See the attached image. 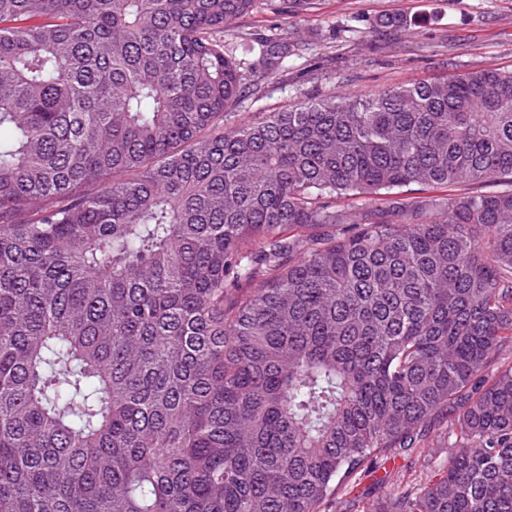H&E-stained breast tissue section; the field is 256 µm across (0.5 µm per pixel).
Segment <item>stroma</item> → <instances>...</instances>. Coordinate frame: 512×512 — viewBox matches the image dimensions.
<instances>
[{
	"label": "stroma",
	"instance_id": "1",
	"mask_svg": "<svg viewBox=\"0 0 512 512\" xmlns=\"http://www.w3.org/2000/svg\"><path fill=\"white\" fill-rule=\"evenodd\" d=\"M389 14L406 16L407 25L378 27ZM283 25L308 48L289 59L286 76L263 100L241 105L243 118L294 106L303 91L362 99L472 69L512 68V0H316L311 11L287 20L258 9L228 25L224 39L231 43L241 32ZM426 474L415 457L381 459L326 512H375L392 482L420 481Z\"/></svg>",
	"mask_w": 512,
	"mask_h": 512
}]
</instances>
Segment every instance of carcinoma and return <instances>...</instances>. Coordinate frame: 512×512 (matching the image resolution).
I'll return each instance as SVG.
<instances>
[{"instance_id":"carcinoma-1","label":"carcinoma","mask_w":512,"mask_h":512,"mask_svg":"<svg viewBox=\"0 0 512 512\" xmlns=\"http://www.w3.org/2000/svg\"><path fill=\"white\" fill-rule=\"evenodd\" d=\"M257 2L0 0V512H512V69L234 122ZM416 455L403 459H379L378 464L357 476L346 495L329 502L326 512H361L381 508L390 492V483L424 480L428 469L421 467ZM364 508V509H363Z\"/></svg>"}]
</instances>
